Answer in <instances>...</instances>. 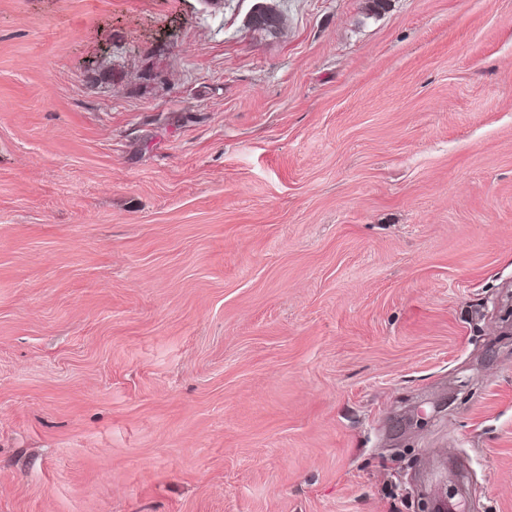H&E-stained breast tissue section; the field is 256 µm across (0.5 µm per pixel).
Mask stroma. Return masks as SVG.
I'll return each mask as SVG.
<instances>
[{"label": "stroma", "instance_id": "35a3bbf8", "mask_svg": "<svg viewBox=\"0 0 512 512\" xmlns=\"http://www.w3.org/2000/svg\"><path fill=\"white\" fill-rule=\"evenodd\" d=\"M0 0V512H512V0ZM257 11L253 18H250V25L252 24L255 30L271 33L280 29L283 23L280 12L268 6L259 8Z\"/></svg>", "mask_w": 512, "mask_h": 512}]
</instances>
